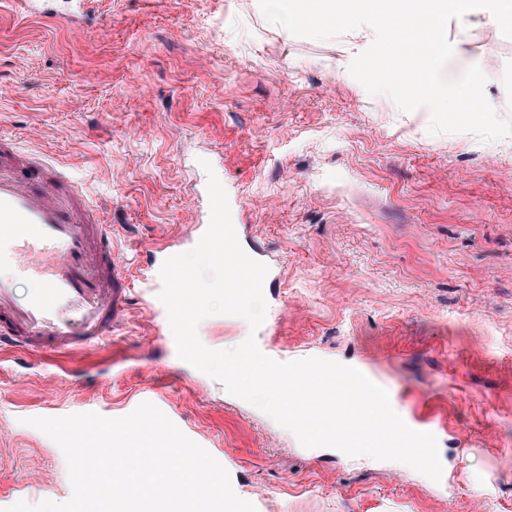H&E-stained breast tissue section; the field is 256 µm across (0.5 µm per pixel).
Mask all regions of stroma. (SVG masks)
Segmentation results:
<instances>
[{
	"mask_svg": "<svg viewBox=\"0 0 512 512\" xmlns=\"http://www.w3.org/2000/svg\"><path fill=\"white\" fill-rule=\"evenodd\" d=\"M232 3L89 0L76 15L55 0L27 15L0 0V138L67 170L130 284L102 345L0 347V512L70 498L61 449L29 418H117L145 392L256 512H512V136L430 134L426 109L401 111L350 75L342 37L288 36ZM448 39L461 50L445 76L496 60L485 94L512 119V38L477 19L451 21ZM208 157L239 193L241 247L278 263L269 345L366 367L403 415L432 399L442 482L303 447L179 358L139 281L155 245L202 221ZM248 333L237 317L198 328L212 349Z\"/></svg>",
	"mask_w": 512,
	"mask_h": 512,
	"instance_id": "35a3bbf8",
	"label": "stroma"
}]
</instances>
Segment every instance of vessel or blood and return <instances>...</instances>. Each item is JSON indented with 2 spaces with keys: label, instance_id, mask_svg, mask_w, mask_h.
Listing matches in <instances>:
<instances>
[{
  "label": "vessel or blood",
  "instance_id": "vessel-or-blood-1",
  "mask_svg": "<svg viewBox=\"0 0 512 512\" xmlns=\"http://www.w3.org/2000/svg\"><path fill=\"white\" fill-rule=\"evenodd\" d=\"M0 340L61 352L111 335L125 307L126 278L112 258V230L63 171L0 144ZM38 282L25 300L14 278ZM157 317L158 270L143 279Z\"/></svg>",
  "mask_w": 512,
  "mask_h": 512
}]
</instances>
